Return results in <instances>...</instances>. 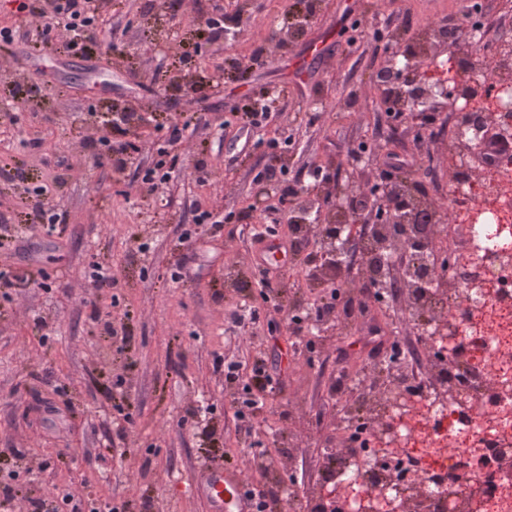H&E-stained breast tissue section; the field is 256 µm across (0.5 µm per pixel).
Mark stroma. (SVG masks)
Segmentation results:
<instances>
[{
	"label": "stroma",
	"instance_id": "obj_1",
	"mask_svg": "<svg viewBox=\"0 0 512 512\" xmlns=\"http://www.w3.org/2000/svg\"><path fill=\"white\" fill-rule=\"evenodd\" d=\"M380 2L315 0L309 14L300 0H103L112 45L80 58L60 42L36 44L29 17L0 0V28L14 32L12 43L0 42V116L25 114L21 127L0 119V215L16 233L0 246V276L28 278L25 288L0 290V497L11 494V512H28L38 498L58 512H88L92 501H125L128 512H141L147 498L153 512H205L197 469L213 458L258 488L278 471L294 500L318 483L336 415L328 381L355 362L357 349L335 336L314 357L295 353L289 304L312 299L301 257L273 266L282 288L256 325H232L242 297L227 275L257 280L266 244L241 226L282 215L277 184H268L265 206L254 204L270 142L291 140L289 176L304 175L309 186L310 171L320 169L345 185L358 178L353 149L365 138L417 176V155L437 152L441 131L454 125L455 113H440L439 135L420 143L413 123L387 117L371 80L385 56L374 29ZM463 2L396 6L417 32ZM200 9L245 12L251 21L236 39L211 42L192 24ZM260 44L271 48L264 64L228 73L229 58L249 61ZM187 51L196 75L219 85L204 100L167 103ZM25 77L45 83L47 96L20 108L11 88ZM263 93L275 101L273 118L242 131L243 105ZM106 100L147 107L133 128L141 150L119 173L84 146L100 135ZM185 121L192 139L171 141L169 126ZM161 160L172 164L171 178L152 192L142 178ZM41 200L63 211L65 224L31 223ZM204 211L225 224L196 223ZM99 267L111 271V287H94ZM107 314L110 333L100 321ZM259 351L277 375L246 424L233 415V390L215 361H238L247 385ZM191 408L197 416L189 421ZM127 414L134 426L116 439Z\"/></svg>",
	"mask_w": 512,
	"mask_h": 512
}]
</instances>
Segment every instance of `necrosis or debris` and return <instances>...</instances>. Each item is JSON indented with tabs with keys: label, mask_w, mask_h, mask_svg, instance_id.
Listing matches in <instances>:
<instances>
[{
	"label": "necrosis or debris",
	"mask_w": 512,
	"mask_h": 512,
	"mask_svg": "<svg viewBox=\"0 0 512 512\" xmlns=\"http://www.w3.org/2000/svg\"><path fill=\"white\" fill-rule=\"evenodd\" d=\"M506 86L508 36L451 92L490 103ZM470 115L448 133L447 196L411 195L413 206L433 203V239L449 245L439 270L404 235L413 266L401 294L424 346L410 353L390 325L374 363L337 371L336 463L322 480L338 492L289 501L288 512H512V154L482 162L488 132L512 144V110Z\"/></svg>",
	"instance_id": "obj_1"
}]
</instances>
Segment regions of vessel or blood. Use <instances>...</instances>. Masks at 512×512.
<instances>
[{
  "instance_id": "1",
  "label": "vessel or blood",
  "mask_w": 512,
  "mask_h": 512,
  "mask_svg": "<svg viewBox=\"0 0 512 512\" xmlns=\"http://www.w3.org/2000/svg\"><path fill=\"white\" fill-rule=\"evenodd\" d=\"M199 476V491L207 512H252L240 472L225 469L222 462L209 461L203 464Z\"/></svg>"
}]
</instances>
